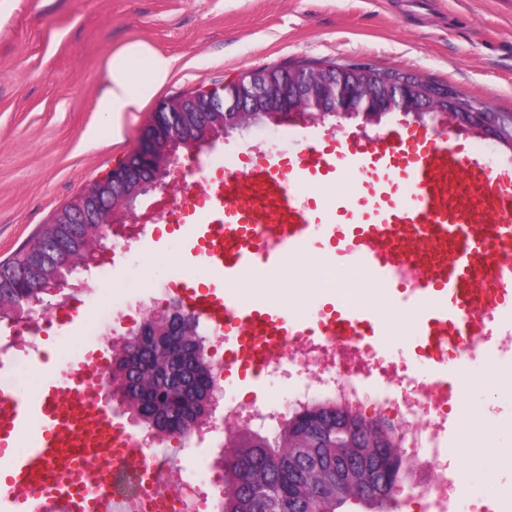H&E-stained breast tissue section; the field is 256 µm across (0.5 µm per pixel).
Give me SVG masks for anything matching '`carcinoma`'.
<instances>
[{
    "label": "carcinoma",
    "instance_id": "cac0c4a2",
    "mask_svg": "<svg viewBox=\"0 0 512 512\" xmlns=\"http://www.w3.org/2000/svg\"><path fill=\"white\" fill-rule=\"evenodd\" d=\"M377 77L385 74L416 83L432 93L439 85L394 70L364 65ZM93 224H45L8 260L0 263V320H22L16 308L35 312L51 295H35L26 284L67 278L78 265L71 258L98 247ZM181 337L176 349H153L140 354L128 345L113 355L112 380L126 391L127 407L145 425L173 436L208 411L211 366L198 340L199 320ZM347 430L336 432V404L322 402L291 413L275 432L274 441L257 436L234 441L224 452V498L220 512H339L350 500L385 508L392 489L403 482L407 460L393 445V427L375 419L376 430L389 448L381 455L364 443L367 418L342 411ZM373 494L364 495L365 484Z\"/></svg>",
    "mask_w": 512,
    "mask_h": 512
}]
</instances>
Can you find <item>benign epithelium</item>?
Returning <instances> with one entry per match:
<instances>
[{"instance_id":"obj_1","label":"benign epithelium","mask_w":512,"mask_h":512,"mask_svg":"<svg viewBox=\"0 0 512 512\" xmlns=\"http://www.w3.org/2000/svg\"><path fill=\"white\" fill-rule=\"evenodd\" d=\"M404 83L387 84L386 90H376L353 79L350 69H336L331 76H322L317 69L286 76L278 67H267L246 73L227 84L223 93L200 90L181 97L161 101L155 111L183 118H171L169 134L164 146L158 145L155 129L142 133L139 145L129 158L93 182L69 208L53 216L54 224H83L91 221L101 225V238L107 241L112 234L133 236L140 232L146 217L136 212L135 203H112V208L101 205V194L120 185V179L129 169L138 166L145 179L142 189L160 194L165 204L174 187L171 179L179 160V151L198 153V145L212 144L224 131L238 126L239 117L246 112H262L274 124L292 118L317 119L325 116H353L359 112L367 119L380 112L417 111L455 112L456 99L445 98V105L437 109L414 101L407 96Z\"/></svg>"}]
</instances>
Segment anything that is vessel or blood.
<instances>
[{
    "instance_id": "vessel-or-blood-1",
    "label": "vessel or blood",
    "mask_w": 512,
    "mask_h": 512,
    "mask_svg": "<svg viewBox=\"0 0 512 512\" xmlns=\"http://www.w3.org/2000/svg\"><path fill=\"white\" fill-rule=\"evenodd\" d=\"M294 135L303 149L225 170L203 205L178 216L195 264L217 280L184 289L183 301L223 332L226 369L265 371L280 336L387 335L370 306L320 309L310 320L245 291L249 277L296 264L315 243L336 265L384 283L411 312L428 377L440 376L451 342L512 335V140L482 126L400 120L374 134L328 139L312 124ZM348 174L352 190L332 207L301 196ZM102 359L101 349H87L33 398L0 362V512H47L51 496L65 512H124L128 476L145 475L155 459L179 460L181 446L161 442L113 461L128 431L98 390ZM108 460L107 474L99 464ZM106 481L112 495H98Z\"/></svg>"
}]
</instances>
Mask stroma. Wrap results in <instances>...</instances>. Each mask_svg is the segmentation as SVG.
<instances>
[{"mask_svg":"<svg viewBox=\"0 0 512 512\" xmlns=\"http://www.w3.org/2000/svg\"><path fill=\"white\" fill-rule=\"evenodd\" d=\"M134 42L172 57L174 68L115 139L98 103L113 55ZM347 60L450 86L512 129V0H0V262L131 152L162 99L267 66ZM259 142L283 157L297 149L284 123L229 131L199 158L181 155L184 176L171 202L205 199L210 159L244 167ZM109 259L108 279L99 280L94 267L76 278L122 305L109 322L119 331L133 330L143 310L167 302L173 290L211 282L193 262L187 237L166 223L146 225ZM386 323L396 332L386 358L419 378L427 357L408 315ZM485 351L478 345L476 361L463 367L473 380L464 402L482 409L485 421L470 453L459 454L458 422L448 421L447 448L470 475L469 491L448 512H500L512 503V469L500 468L490 481L483 463L512 456V352H496L503 381L491 394L480 382ZM250 379L233 373L225 399L261 407L304 381L274 372L255 386Z\"/></svg>","mask_w":512,"mask_h":512,"instance_id":"35a3bbf8","label":"stroma"}]
</instances>
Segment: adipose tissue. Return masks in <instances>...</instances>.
Masks as SVG:
<instances>
[{
  "mask_svg": "<svg viewBox=\"0 0 512 512\" xmlns=\"http://www.w3.org/2000/svg\"><path fill=\"white\" fill-rule=\"evenodd\" d=\"M173 66L172 58L143 42L130 44L113 56L111 86L100 104L113 136H121L127 115L139 111L145 96L167 81Z\"/></svg>",
  "mask_w": 512,
  "mask_h": 512,
  "instance_id": "adipose-tissue-1",
  "label": "adipose tissue"
}]
</instances>
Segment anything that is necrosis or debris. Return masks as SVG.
<instances>
[{
  "instance_id": "1",
  "label": "necrosis or debris",
  "mask_w": 512,
  "mask_h": 512,
  "mask_svg": "<svg viewBox=\"0 0 512 512\" xmlns=\"http://www.w3.org/2000/svg\"><path fill=\"white\" fill-rule=\"evenodd\" d=\"M270 367L287 377L295 372L305 374L307 381L274 412L244 404L225 406L226 422L241 427L263 420L274 429L288 414L319 400L357 410L373 405L394 411L404 427L403 443L426 475L419 487L421 498L431 512H447L456 493L453 473L457 468L456 459L444 446L448 430L447 384L407 379L403 371L365 344L337 336L282 340ZM375 374L384 378L385 385L373 391L367 381ZM392 383L397 384V391H389ZM222 469L223 462L218 458L191 476L180 467L160 466L155 485L173 492L177 505L172 512H218L213 488Z\"/></svg>"
}]
</instances>
